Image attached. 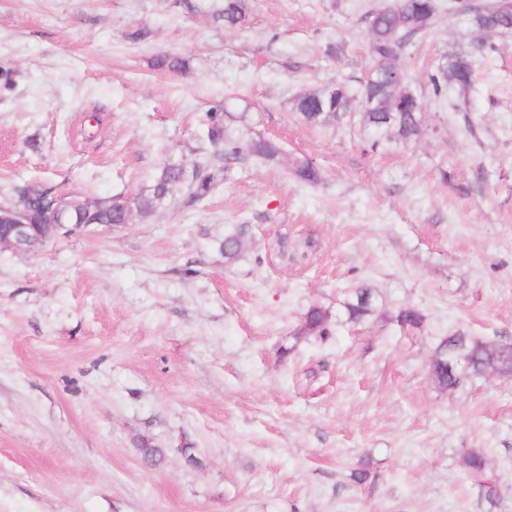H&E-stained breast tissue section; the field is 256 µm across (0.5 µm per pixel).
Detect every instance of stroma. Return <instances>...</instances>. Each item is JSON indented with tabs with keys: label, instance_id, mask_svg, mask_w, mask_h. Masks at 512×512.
Segmentation results:
<instances>
[{
	"label": "stroma",
	"instance_id": "obj_1",
	"mask_svg": "<svg viewBox=\"0 0 512 512\" xmlns=\"http://www.w3.org/2000/svg\"><path fill=\"white\" fill-rule=\"evenodd\" d=\"M221 2L0 0V204L17 183L94 199L136 193L169 158L193 167L222 101L246 115L233 135L283 150L203 201L0 247V512H512V376L448 392L430 371L454 331L512 338V33L489 35L475 98L436 101L428 73L471 49L438 0L396 61L424 130L375 147L358 116L313 126L293 101L360 86L388 0H253L241 28L214 20ZM161 54L184 68L157 69ZM297 159L322 182H296ZM362 284L378 308L354 324L343 292ZM315 304L330 336L296 338ZM404 307L421 329L399 326ZM141 434L170 448L163 466ZM245 231L246 225L238 224L231 231L225 233L224 242L221 244L225 259L235 261L241 257ZM152 440L151 437L142 434L137 437L136 443L143 460L152 467H159L165 463L169 448H162Z\"/></svg>",
	"mask_w": 512,
	"mask_h": 512
}]
</instances>
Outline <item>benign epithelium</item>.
<instances>
[{"instance_id": "benign-epithelium-1", "label": "benign epithelium", "mask_w": 512, "mask_h": 512, "mask_svg": "<svg viewBox=\"0 0 512 512\" xmlns=\"http://www.w3.org/2000/svg\"><path fill=\"white\" fill-rule=\"evenodd\" d=\"M92 203L83 202L71 193L53 197L51 202V219L49 224H31L24 205L15 201L8 208H1V219L8 221L4 225L5 235H0V246H5L17 253L34 252L51 240L57 238L63 230L84 227L86 216Z\"/></svg>"}]
</instances>
